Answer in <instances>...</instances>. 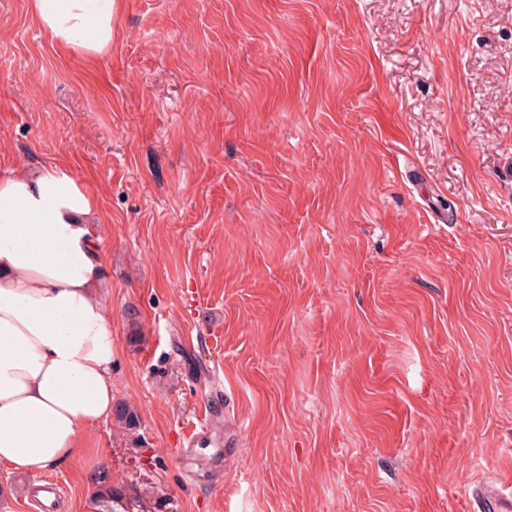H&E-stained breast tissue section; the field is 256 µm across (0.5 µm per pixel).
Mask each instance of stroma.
<instances>
[{
  "label": "stroma",
  "instance_id": "35a3bbf8",
  "mask_svg": "<svg viewBox=\"0 0 512 512\" xmlns=\"http://www.w3.org/2000/svg\"><path fill=\"white\" fill-rule=\"evenodd\" d=\"M95 194L112 401L53 512H468L512 482V0H0V177ZM208 422L209 444L185 449ZM0 467V512H43ZM27 6L54 43L97 55L112 45L115 0H28ZM90 504L92 512H129L126 491L112 484L99 488Z\"/></svg>",
  "mask_w": 512,
  "mask_h": 512
}]
</instances>
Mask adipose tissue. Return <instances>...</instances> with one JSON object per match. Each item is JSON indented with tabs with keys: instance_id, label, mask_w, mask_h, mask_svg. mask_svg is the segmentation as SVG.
Segmentation results:
<instances>
[{
	"instance_id": "adipose-tissue-1",
	"label": "adipose tissue",
	"mask_w": 512,
	"mask_h": 512,
	"mask_svg": "<svg viewBox=\"0 0 512 512\" xmlns=\"http://www.w3.org/2000/svg\"><path fill=\"white\" fill-rule=\"evenodd\" d=\"M52 42L88 54L112 44L115 0H27ZM102 213L70 171L0 179V465L40 475L86 461L111 418L112 318Z\"/></svg>"
}]
</instances>
